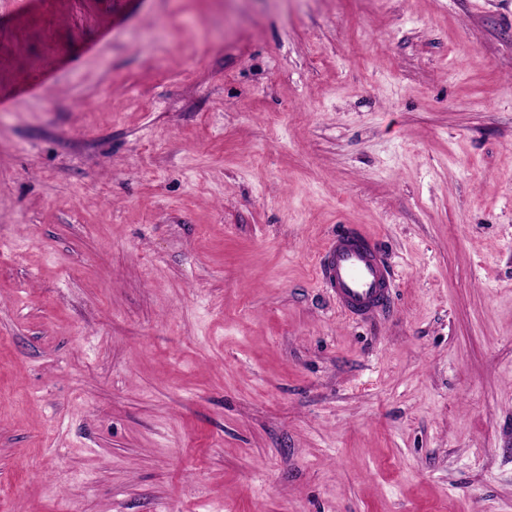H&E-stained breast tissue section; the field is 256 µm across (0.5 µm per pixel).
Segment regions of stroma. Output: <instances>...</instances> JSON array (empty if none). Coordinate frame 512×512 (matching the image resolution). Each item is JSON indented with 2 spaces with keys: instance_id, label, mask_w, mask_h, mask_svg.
Instances as JSON below:
<instances>
[{
  "instance_id": "35a3bbf8",
  "label": "stroma",
  "mask_w": 512,
  "mask_h": 512,
  "mask_svg": "<svg viewBox=\"0 0 512 512\" xmlns=\"http://www.w3.org/2000/svg\"><path fill=\"white\" fill-rule=\"evenodd\" d=\"M0 512H512V0H0ZM317 279L332 292L336 308L351 318L384 311L390 302L392 273L379 250L361 231L346 226L319 253Z\"/></svg>"
}]
</instances>
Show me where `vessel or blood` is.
<instances>
[{
  "instance_id": "vessel-or-blood-1",
  "label": "vessel or blood",
  "mask_w": 512,
  "mask_h": 512,
  "mask_svg": "<svg viewBox=\"0 0 512 512\" xmlns=\"http://www.w3.org/2000/svg\"><path fill=\"white\" fill-rule=\"evenodd\" d=\"M316 271L337 309L349 317L366 318L389 305L392 273L371 239L355 228L344 227L325 245Z\"/></svg>"
}]
</instances>
